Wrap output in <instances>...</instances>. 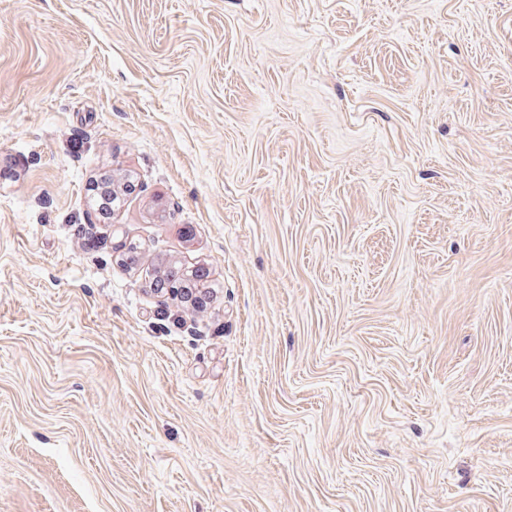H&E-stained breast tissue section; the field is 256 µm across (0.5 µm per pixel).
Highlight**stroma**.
Segmentation results:
<instances>
[{
    "instance_id": "35a3bbf8",
    "label": "stroma",
    "mask_w": 512,
    "mask_h": 512,
    "mask_svg": "<svg viewBox=\"0 0 512 512\" xmlns=\"http://www.w3.org/2000/svg\"><path fill=\"white\" fill-rule=\"evenodd\" d=\"M0 512H512V0H0Z\"/></svg>"
}]
</instances>
